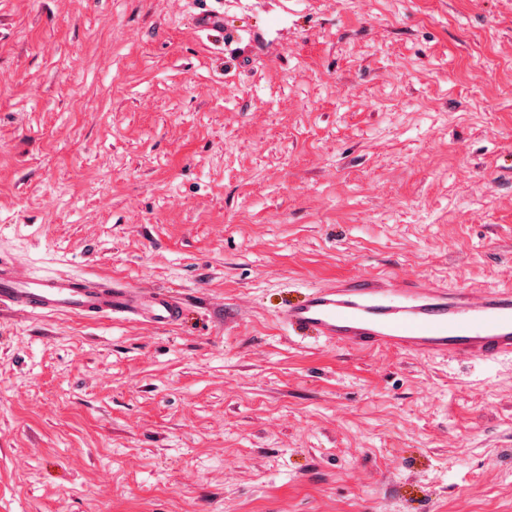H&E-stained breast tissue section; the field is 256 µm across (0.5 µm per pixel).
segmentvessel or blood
Returning a JSON list of instances; mask_svg holds the SVG:
<instances>
[{
  "label": "vessel or blood",
  "mask_w": 512,
  "mask_h": 512,
  "mask_svg": "<svg viewBox=\"0 0 512 512\" xmlns=\"http://www.w3.org/2000/svg\"><path fill=\"white\" fill-rule=\"evenodd\" d=\"M4 309L85 318L126 314L162 326L179 317L178 302L155 289L99 276L26 280L9 257L0 255ZM279 317L296 335L347 350L387 347L467 362L512 357L510 285L477 298L436 280L365 273L310 291L286 304Z\"/></svg>",
  "instance_id": "b4317fda"
}]
</instances>
